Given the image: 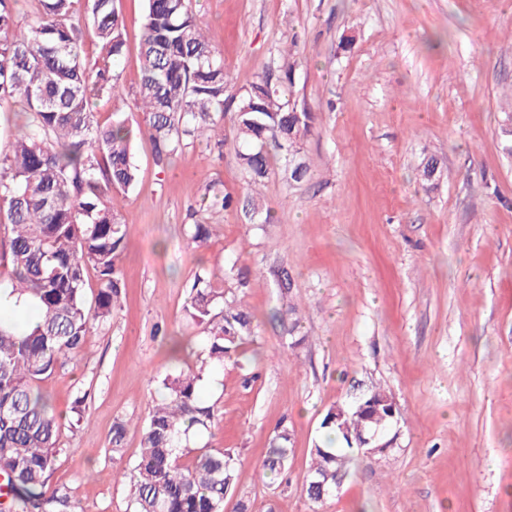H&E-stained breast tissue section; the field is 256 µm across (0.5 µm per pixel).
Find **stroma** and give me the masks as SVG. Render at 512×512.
Wrapping results in <instances>:
<instances>
[{
  "label": "stroma",
  "mask_w": 512,
  "mask_h": 512,
  "mask_svg": "<svg viewBox=\"0 0 512 512\" xmlns=\"http://www.w3.org/2000/svg\"><path fill=\"white\" fill-rule=\"evenodd\" d=\"M123 92L95 106L130 125L143 0H117ZM230 73V92L296 64L290 97L314 115L300 142L302 182L275 170L247 183L233 113L223 151L184 141L172 163L136 144V186L119 193L127 249L121 307L41 383L64 421L49 484L84 512H132L138 429L110 444L119 419L143 421L171 345L194 364L202 333L184 312L194 276H224L256 336L203 396L219 411L202 445L237 458L224 512H512V0H192ZM349 43L342 51L341 43ZM436 162L435 177L420 173ZM257 199L270 223L238 208L204 211L207 193ZM211 224L191 247L186 225ZM297 307L301 344L286 342ZM388 389L393 444L353 455L317 507L302 493L321 422L371 386ZM285 474L257 470L279 424Z\"/></svg>",
  "instance_id": "1"
}]
</instances>
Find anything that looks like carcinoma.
<instances>
[{"label": "carcinoma", "instance_id": "obj_1", "mask_svg": "<svg viewBox=\"0 0 512 512\" xmlns=\"http://www.w3.org/2000/svg\"><path fill=\"white\" fill-rule=\"evenodd\" d=\"M17 0H0V112L21 106L25 121L15 128L11 150L0 159V217L7 221L13 266L11 308H30L36 321L20 326L0 316V472L6 477L10 506L21 512H79L51 488L61 415L38 383L81 352L94 325L107 324L122 294L120 259L127 247L126 220L114 191L137 182L135 133L147 135L155 158L175 156L183 139L203 137L223 150L224 112L234 108L239 166L254 184L272 173V146L284 160L288 178L301 182L309 168L300 141L312 127L313 113L286 98L293 66L268 69L226 96L229 72L190 0H145L140 78L135 106L144 126L133 130L117 115L101 124L94 104L122 92L118 71L125 44L116 0H87L77 14L72 0H36L35 18L16 19ZM95 28L98 52L83 63L80 35ZM231 196L202 199L208 209H227ZM211 225L194 224L190 244L204 246ZM100 280L94 306L83 297L85 273ZM218 275L195 274L186 311L204 326L205 341L195 365L166 375L160 397L140 425L141 452L134 467V512H224V499L237 479L228 450L189 447L190 434L208 429L214 408L203 399L208 376L238 358L254 335V316L214 288ZM220 315H212L217 305ZM365 398L379 403L366 415L357 404L331 408L322 428L333 435L310 450L307 476L343 472L362 429H388L392 423L381 401L391 395L372 388ZM288 427L280 425L261 464L262 476L288 470ZM192 455L190 463L183 457Z\"/></svg>", "mask_w": 512, "mask_h": 512}]
</instances>
